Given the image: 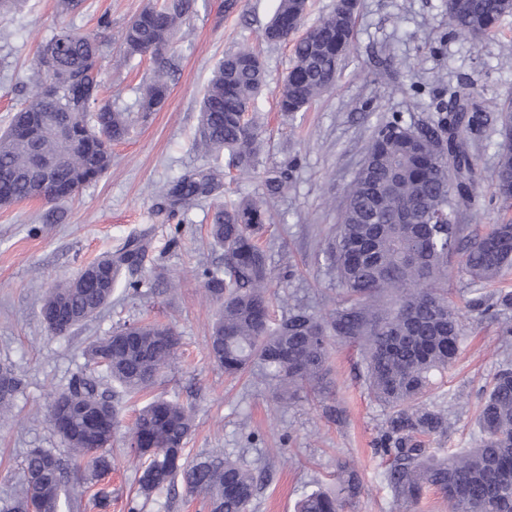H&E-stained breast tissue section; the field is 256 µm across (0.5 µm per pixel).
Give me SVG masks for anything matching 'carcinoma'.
<instances>
[{
	"mask_svg": "<svg viewBox=\"0 0 512 512\" xmlns=\"http://www.w3.org/2000/svg\"><path fill=\"white\" fill-rule=\"evenodd\" d=\"M307 0H278L263 30L268 43H282L283 21L301 27ZM193 0L148 3L126 25L121 50L128 58L158 55L172 43L187 20ZM448 25L459 36L479 40L512 15V0H446ZM352 15L331 12L293 43L288 79L283 81L279 111L303 112L332 88L341 60L353 49ZM105 43L99 33L68 28L56 32L36 56L32 99L14 113L0 132V207L36 199L31 172L34 154L70 153L58 180L75 190L99 179L112 168V143L125 139L136 122L159 111L167 99L163 70L142 90L138 112H125L101 98L100 70ZM267 82L260 56L248 46L224 54L203 96L195 146L206 154L229 153L236 167L248 170L263 147L262 130L249 115ZM421 127L398 115L375 126L358 168L339 203V224L325 250L336 275V305L317 313L288 305L281 316L271 312L275 279L271 255L260 240L270 216L264 202L242 198L217 206L209 227L211 243L224 251V270L203 269L205 291L219 305L207 338L208 355L224 373L235 376L258 363L276 398L293 400L304 391L320 396L327 389V362L338 342L360 346L364 383L370 395L389 412L379 450L391 459L384 475L395 500L408 508L432 487L448 501V512H512V362L503 364L481 397L478 435L472 448L431 452L419 437L442 435L444 414L423 396L458 357L464 324L460 310L448 300V262L460 257L461 271L471 284H491L512 270V220L488 225L472 236L460 223L472 203L477 178L463 129L489 121L483 112L444 111ZM38 112H58L74 128L72 144L62 146L55 128L37 135L23 133ZM502 141L491 177L492 196L512 204V105L497 115ZM213 191L212 179L186 174L167 192L170 207L186 206ZM143 247L128 243L115 254L90 264L98 280L79 276L56 286L43 300L41 316L49 331L68 334L97 314L112 298L122 270L140 262ZM63 307L70 324L53 323L47 313ZM470 310L491 318L512 308V292H501L488 303L474 292ZM174 332L159 324L132 322L119 327L89 348L90 364L105 367L112 381L129 393L151 388L175 356ZM22 381L0 369V419ZM78 404L89 411L116 414L109 398L84 376L74 378L56 395L52 407ZM53 430L70 450L72 474L91 468H112V436ZM192 429V413L158 396L139 409L129 439L131 452L142 461L138 494L147 499L170 490L181 477L187 493L209 504L210 512H250L261 470L242 459L218 455L196 463L184 457ZM65 479L61 459L50 449L32 448L25 460L21 498L0 506V512H28L46 500L60 504ZM338 489L306 494L297 512H346L360 490L357 472L341 465Z\"/></svg>",
	"mask_w": 512,
	"mask_h": 512,
	"instance_id": "obj_1",
	"label": "carcinoma"
}]
</instances>
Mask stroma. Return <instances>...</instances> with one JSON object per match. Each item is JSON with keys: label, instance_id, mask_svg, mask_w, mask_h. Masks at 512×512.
Masks as SVG:
<instances>
[{"label": "stroma", "instance_id": "1", "mask_svg": "<svg viewBox=\"0 0 512 512\" xmlns=\"http://www.w3.org/2000/svg\"><path fill=\"white\" fill-rule=\"evenodd\" d=\"M148 0H20L0 15V128L31 99L32 61L39 46L60 28L104 31L107 57L102 64L104 92L117 107L136 111L142 88L158 67L155 56L126 60L121 34ZM278 0H196L195 10L164 52L174 67L167 75L164 107L136 125L112 146V169L59 204L29 200L0 207V366L9 367L24 386L0 422V504L19 494L29 449L68 450L50 427L48 409L55 393L79 375H90L118 408L112 432L115 467L96 478L83 474L61 491L69 512H207L200 497L183 485L138 499L128 435L137 411L162 396L190 408L193 428L186 441L188 462L215 453L259 462L269 473L257 492L253 512H295L297 502L317 488L337 485L336 463L350 461L363 488L350 512H401L384 481L389 459L377 449L386 412L367 393L357 346H335L330 355L332 383L327 394L295 404L273 400L258 370L237 378L206 353V339L217 307L205 295L199 272L224 265L208 227L217 204L243 197L263 199L272 222L266 234L284 299L310 309H327L336 280L322 251L337 222V205L363 160L374 127L402 115L432 116L434 96L467 88L483 111L498 113L512 103V15L494 34L472 40L451 34L444 0H358L354 49L343 61L333 90L305 112L288 119L277 100L291 48L270 45L261 32ZM247 45L260 53L269 80L258 98L256 115L266 147L253 170L240 172L227 155H205L195 148L199 105L216 64L224 54ZM477 173L473 204L463 224L481 229L500 213L490 201V177L497 163L498 125L468 134ZM293 173L276 194H268L271 168ZM215 170L213 192L172 216L161 214L165 189L192 171ZM181 225L177 244L169 239ZM132 237L144 238L143 262L131 270L140 294L116 288L103 312L87 325L58 336L47 331L40 306L43 295L86 264L119 249ZM292 278H285V271ZM448 296L464 308L465 336L455 364L438 380L432 404L448 413L447 436H423L424 447L468 448L478 432L482 389L505 361L498 323L467 311L468 279L458 264L448 272ZM160 323L178 338L171 367L150 390L126 393L104 368L88 369L87 349L125 323ZM109 494L100 505L99 491Z\"/></svg>", "mask_w": 512, "mask_h": 512}]
</instances>
